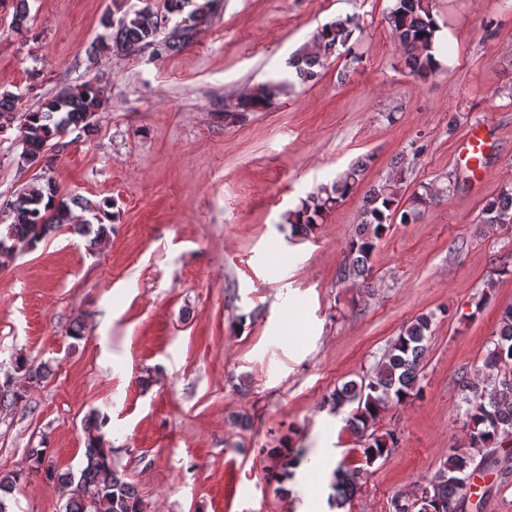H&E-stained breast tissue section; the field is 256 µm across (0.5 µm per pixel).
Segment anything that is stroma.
Listing matches in <instances>:
<instances>
[{
  "instance_id": "stroma-1",
  "label": "stroma",
  "mask_w": 512,
  "mask_h": 512,
  "mask_svg": "<svg viewBox=\"0 0 512 512\" xmlns=\"http://www.w3.org/2000/svg\"><path fill=\"white\" fill-rule=\"evenodd\" d=\"M393 4L217 0L182 51L92 63V43L112 36L103 15L140 0H28L20 31L13 0H0V93L25 111L91 79L106 100L94 133L48 146L50 168L25 160L21 120L1 129L0 204L49 180L80 203L114 204L112 233L95 249L65 225L0 268V382L19 394L0 406V473L26 474L13 512H61L28 451L79 471L93 410L108 417L113 462L145 512H299L305 494L333 496L318 470L275 480L272 451L312 459L332 448L354 466L359 439L322 419L323 401L369 374L421 313L437 315L423 393L380 421L399 445L363 479L351 512H389L391 497L464 443L460 382L476 377L512 305V228L481 221L512 184V0H435L444 67L426 81L408 73L386 26ZM345 18L356 27L349 56L329 57L316 81L290 79L289 57ZM271 79L289 85L225 120ZM482 120L495 142L475 177L456 147ZM413 141L423 150L407 181L433 186L432 203L392 225L373 279L338 280L360 194L305 238L284 214L358 159L365 184L377 182ZM80 203L72 213L83 220ZM44 364L48 379L29 386L26 368ZM469 501L512 512V479L475 468Z\"/></svg>"
}]
</instances>
